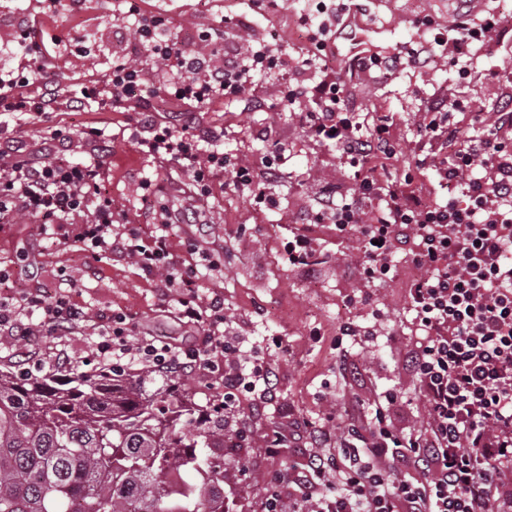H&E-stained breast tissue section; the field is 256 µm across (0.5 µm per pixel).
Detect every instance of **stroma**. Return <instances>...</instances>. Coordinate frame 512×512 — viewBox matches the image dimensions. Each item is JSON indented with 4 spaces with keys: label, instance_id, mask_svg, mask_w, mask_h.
Wrapping results in <instances>:
<instances>
[{
    "label": "stroma",
    "instance_id": "stroma-1",
    "mask_svg": "<svg viewBox=\"0 0 512 512\" xmlns=\"http://www.w3.org/2000/svg\"><path fill=\"white\" fill-rule=\"evenodd\" d=\"M142 15L164 16L171 31L185 45L223 53L225 37H237L240 20L253 21L259 37L284 43L290 48L309 50L304 34L296 25L306 10L305 0H258L249 9L243 0H135ZM21 15L39 31L48 52L43 71L30 83L28 93L56 90L55 111L10 116L4 137L24 142L39 152L54 130L80 133L88 128L105 130L111 139V155L103 176V190L112 200V211L123 225L145 231L155 229L152 204L143 203L138 186L151 177L153 190L169 209L198 210L211 226L207 252L221 256L222 272L204 277L202 292L221 295L234 320L237 333L247 343L260 347L275 363L280 400L278 407H260L250 398L241 401V417L252 434L248 448L209 450L213 460L224 462V487L231 490V512H260L264 480L287 468L291 449L268 454L264 443L272 431L286 426L280 410L292 406L300 416L330 412L345 395L356 392L363 399L396 386L411 388L402 370L401 347L411 339L412 315L407 309L406 282L410 271L398 264L387 283L370 289L366 306L349 307L347 297L355 287L357 242L337 238L331 225L316 224L312 231L321 248L322 263L315 277L289 269L282 249L290 228L301 225V216L313 208L321 187L350 193L353 171L342 163L335 150L307 141L296 119L282 112L273 117L275 139L288 148L286 174L272 188L277 208L259 207L240 195L213 186L209 195H195L193 187L177 167L156 166L129 136L140 111L138 100H126L121 108L91 107L73 110L70 99L85 83L106 82L112 57L134 51L135 43L121 29L113 0H83L73 11L49 6L48 0H0V68L14 69L27 64L29 54L22 45L14 15ZM430 20L433 28L444 29L455 21L448 0H361L350 20L358 28L361 48L391 49L416 38V22ZM482 59L460 85L463 111L451 113L452 121L469 122L474 113H488L497 104L495 83L484 77L495 67ZM349 104L364 117L387 114L399 127L397 155L388 171L396 175L412 160L415 140L413 118L432 89L413 73L385 84L355 78L349 80ZM196 126L219 137L225 150L243 158L261 161L265 145L255 137L264 124L259 112L225 107L217 100L192 110ZM26 261L31 277L19 279L17 289L38 288L53 293L59 279H69L75 301L91 316L105 312L126 314L135 333L151 331L175 345L192 344L196 327L179 320L176 311L163 303L160 283L145 278L122 254L96 255L79 248L54 243L41 226L25 216L0 233V268ZM381 325L376 338L364 343L358 358L357 375L343 376L336 364L334 340L342 323ZM282 337L287 353L272 342Z\"/></svg>",
    "mask_w": 512,
    "mask_h": 512
}]
</instances>
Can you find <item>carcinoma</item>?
<instances>
[{"label": "carcinoma", "mask_w": 512, "mask_h": 512, "mask_svg": "<svg viewBox=\"0 0 512 512\" xmlns=\"http://www.w3.org/2000/svg\"><path fill=\"white\" fill-rule=\"evenodd\" d=\"M153 375L0 368V512H229L224 412Z\"/></svg>", "instance_id": "obj_1"}]
</instances>
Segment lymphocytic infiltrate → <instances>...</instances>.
<instances>
[{
    "label": "lymphocytic infiltrate",
    "instance_id": "obj_1",
    "mask_svg": "<svg viewBox=\"0 0 512 512\" xmlns=\"http://www.w3.org/2000/svg\"><path fill=\"white\" fill-rule=\"evenodd\" d=\"M349 11L346 0H322L316 12L300 14L319 55L314 64L289 57L282 44L251 38L221 55L192 50L164 18H144L131 6L120 23L137 36L141 53L113 58L106 84L82 86L80 95L101 106L143 93L200 108L221 99L264 112L259 81L291 71L281 89L282 111L298 115L306 139L336 149L357 182L348 197L323 189L311 224L334 225L340 238L356 236L359 287L389 280L400 256L416 271L408 283L415 337L403 361L423 403L424 424L401 425L410 401L398 389L367 405L349 401L332 429L318 419L289 416L304 463L266 479L261 512H512V86L502 85L503 105L493 121L466 126L448 120L458 100L435 91L414 116L411 163L387 177L397 126L392 116L368 121L353 111L336 71L341 45L354 38L339 23ZM511 26L495 9L474 20L460 17L445 32L420 21L414 41L351 56L347 69L374 79L406 70L428 76L438 59L448 58L465 74L461 60L471 46L495 54L501 32ZM152 70L163 72V80L148 83ZM28 82L27 75L0 69L1 114L54 109V93L22 94ZM133 135L149 157L176 164L202 196L221 180L255 204H270L268 186L287 162L286 147L273 143L264 167L254 166L177 118L160 122L144 115ZM103 175V158L95 153L77 163L56 154L36 161L12 141L0 142V223L22 214L54 225L65 245L122 250L147 278L163 280L165 299L180 320L199 327L198 342L181 347L153 333L130 338L125 316L85 315L65 291L50 300L35 292L0 300V342L93 329L101 368L186 372L222 391L228 443L242 446L250 435L240 419L241 399L275 401L273 365L230 333L223 299L201 297L197 267L172 250L166 209L154 212L158 233L118 230L112 200L101 191Z\"/></svg>",
    "mask_w": 512,
    "mask_h": 512
}]
</instances>
